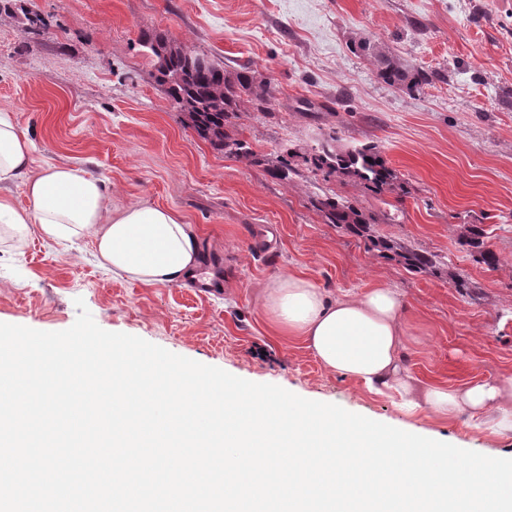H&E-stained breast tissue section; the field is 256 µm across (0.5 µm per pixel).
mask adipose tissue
<instances>
[{"instance_id":"adipose-tissue-1","label":"adipose tissue","mask_w":512,"mask_h":512,"mask_svg":"<svg viewBox=\"0 0 512 512\" xmlns=\"http://www.w3.org/2000/svg\"><path fill=\"white\" fill-rule=\"evenodd\" d=\"M32 143L0 113V182L24 178L28 208L18 212L0 198V239L20 241L32 231L49 240L90 236L100 264L145 285L177 284L200 260L199 239L171 209L136 205L109 216L103 182L67 166L27 177ZM264 309L275 332L302 339L322 366L372 388H392L408 409L440 417L483 420L492 432L512 434V379H483L459 388L415 381L404 366L406 306L392 288L377 287L347 299L329 298L302 274L277 276Z\"/></svg>"}]
</instances>
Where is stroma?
Instances as JSON below:
<instances>
[{
  "label": "stroma",
  "mask_w": 512,
  "mask_h": 512,
  "mask_svg": "<svg viewBox=\"0 0 512 512\" xmlns=\"http://www.w3.org/2000/svg\"><path fill=\"white\" fill-rule=\"evenodd\" d=\"M0 14V113L33 144L30 174L66 164L101 178L113 211L172 209L200 236L201 266L224 286L143 285L99 265L91 237L0 245V323L62 331L83 299L99 327L255 383L412 427L457 447L512 457V434L476 420L406 414L391 390L325 369L296 338L275 335L263 308L275 276L307 274L330 297L377 287L408 305L405 366L456 387L512 378V0H15ZM46 29H26L21 9ZM165 38L272 91L246 105L229 133L264 162L249 166L199 138L156 79L145 39ZM368 38L410 65L445 68L447 83L407 93L383 83L354 49ZM378 145L396 174L376 194L357 179L301 168L271 172L285 152L327 137ZM328 195L379 219V233L436 255L408 272L369 242L326 221ZM482 225L496 266L475 261L458 234ZM456 272L476 288L461 292Z\"/></svg>",
  "instance_id": "35a3bbf8"
}]
</instances>
